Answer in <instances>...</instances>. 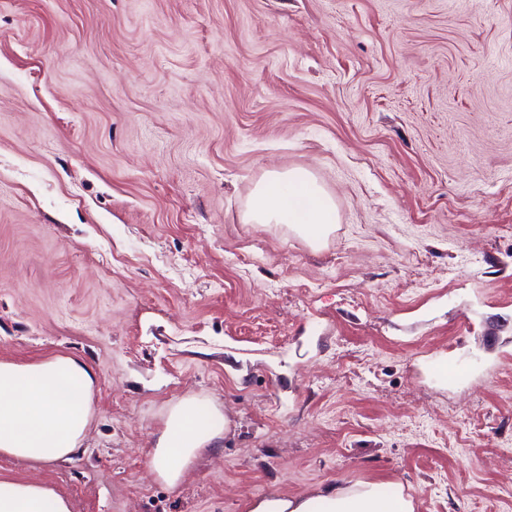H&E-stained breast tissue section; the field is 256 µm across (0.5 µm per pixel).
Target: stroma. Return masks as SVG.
<instances>
[{
    "instance_id": "obj_1",
    "label": "stroma",
    "mask_w": 512,
    "mask_h": 512,
    "mask_svg": "<svg viewBox=\"0 0 512 512\" xmlns=\"http://www.w3.org/2000/svg\"><path fill=\"white\" fill-rule=\"evenodd\" d=\"M310 170L320 244L244 221ZM97 377L72 512L359 481L512 512V0H0V359ZM222 447L167 486L166 407ZM229 426L230 420L213 402L195 393L179 398L163 415L149 454V468L166 485H180L203 453L221 447Z\"/></svg>"
}]
</instances>
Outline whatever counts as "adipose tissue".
I'll return each mask as SVG.
<instances>
[{
	"instance_id": "adipose-tissue-1",
	"label": "adipose tissue",
	"mask_w": 512,
	"mask_h": 512,
	"mask_svg": "<svg viewBox=\"0 0 512 512\" xmlns=\"http://www.w3.org/2000/svg\"><path fill=\"white\" fill-rule=\"evenodd\" d=\"M250 224H285L310 242L327 238L336 224V203L302 168L274 171L250 197ZM96 374L83 359L55 354L29 362L0 359V456L36 467L71 460L93 420ZM230 421L198 394L169 405L148 466L168 486L180 485L208 449L221 447ZM0 512H71L52 486L0 476ZM244 512H414L403 493L384 497L378 484L359 482L311 493L271 492L248 500Z\"/></svg>"
}]
</instances>
